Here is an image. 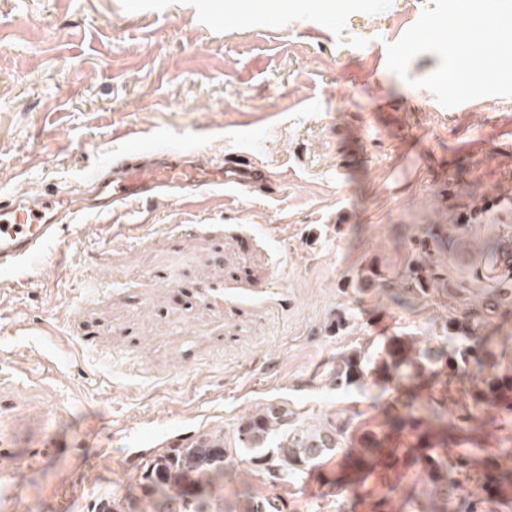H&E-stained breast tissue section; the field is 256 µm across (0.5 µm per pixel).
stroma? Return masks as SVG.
I'll list each match as a JSON object with an SVG mask.
<instances>
[{
	"label": "stroma",
	"instance_id": "1",
	"mask_svg": "<svg viewBox=\"0 0 512 512\" xmlns=\"http://www.w3.org/2000/svg\"><path fill=\"white\" fill-rule=\"evenodd\" d=\"M434 0H0V195L69 191L111 152L176 148L259 162L265 191H205L74 224L0 278V485L35 512H77L76 487L125 494L151 455L270 402L361 427L397 392L330 383L338 354L444 319L486 295L471 271L488 230L512 238V98L452 108L386 66ZM458 285L406 304L424 228ZM346 318L337 332V318ZM491 365L512 366V304L487 313ZM335 463L279 487L288 512H368L326 490ZM417 512L424 480L374 476ZM266 495L240 456L216 491Z\"/></svg>",
	"mask_w": 512,
	"mask_h": 512
}]
</instances>
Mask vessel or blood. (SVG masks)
Here are the masks:
<instances>
[{
    "label": "vessel or blood",
    "mask_w": 512,
    "mask_h": 512,
    "mask_svg": "<svg viewBox=\"0 0 512 512\" xmlns=\"http://www.w3.org/2000/svg\"><path fill=\"white\" fill-rule=\"evenodd\" d=\"M265 181L264 167L244 159L216 163L198 155L188 161L176 149L124 152L81 182L75 195L51 185L33 195L0 198V273H14L60 239L71 222L73 196H80L85 209L109 214L131 202L183 199L224 184L247 190Z\"/></svg>",
    "instance_id": "b4317fda"
}]
</instances>
